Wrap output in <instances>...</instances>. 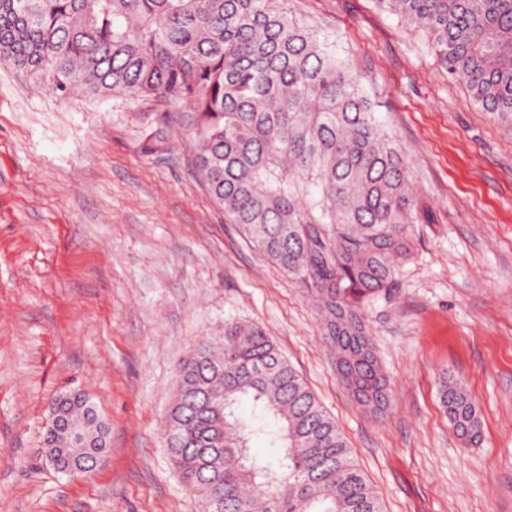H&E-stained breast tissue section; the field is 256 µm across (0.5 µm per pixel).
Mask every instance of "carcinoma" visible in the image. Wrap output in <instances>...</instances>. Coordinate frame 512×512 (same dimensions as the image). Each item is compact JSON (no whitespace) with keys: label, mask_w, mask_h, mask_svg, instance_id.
<instances>
[{"label":"carcinoma","mask_w":512,"mask_h":512,"mask_svg":"<svg viewBox=\"0 0 512 512\" xmlns=\"http://www.w3.org/2000/svg\"><path fill=\"white\" fill-rule=\"evenodd\" d=\"M427 34L448 75L489 112L512 115V0H377ZM61 93L157 96L190 108L196 167L229 223L288 272L323 323L391 290L417 240L418 197L395 135L336 44L275 0H0V63ZM354 364L386 383L372 346ZM167 446L203 512H383L335 420L266 330L224 323L177 370ZM279 424L277 464L250 456ZM454 430L482 439L460 382L441 385ZM49 453L90 471L101 427L85 398L58 399Z\"/></svg>","instance_id":"1"}]
</instances>
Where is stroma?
Masks as SVG:
<instances>
[{
    "mask_svg": "<svg viewBox=\"0 0 512 512\" xmlns=\"http://www.w3.org/2000/svg\"><path fill=\"white\" fill-rule=\"evenodd\" d=\"M335 38L410 164L429 221L367 303L391 390L376 411L336 369L313 303L224 221L184 113L48 91L0 64V512H202L165 443L177 367L228 321L263 325L347 438L385 512H512V120L377 0H282ZM463 378L473 446L440 405ZM79 391L102 465L45 459L49 405Z\"/></svg>",
    "mask_w": 512,
    "mask_h": 512,
    "instance_id": "35a3bbf8",
    "label": "stroma"
}]
</instances>
